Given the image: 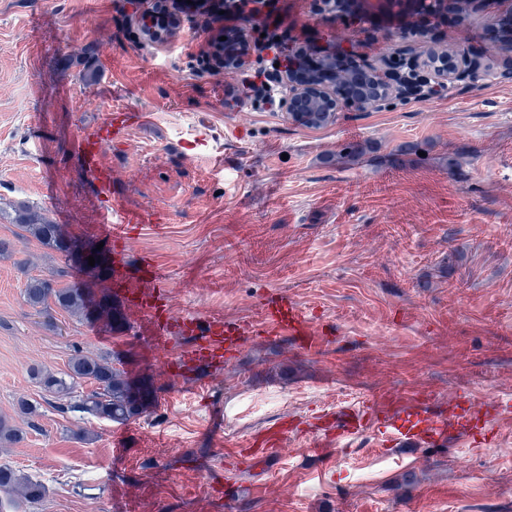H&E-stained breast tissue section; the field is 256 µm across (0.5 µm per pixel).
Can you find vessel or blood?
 <instances>
[{"mask_svg":"<svg viewBox=\"0 0 512 512\" xmlns=\"http://www.w3.org/2000/svg\"><path fill=\"white\" fill-rule=\"evenodd\" d=\"M144 118L136 104L125 102L108 108L104 120L83 129L75 140L76 153L91 177L101 202V230L112 245L113 282L119 283L123 305L139 321L143 339L161 360L167 375L182 379L200 368L223 374L224 366L256 340H289L294 351L315 357L335 342L337 326L322 320L281 290L267 291L251 315L229 317L220 312L175 314L168 279L159 261L141 253L135 272H127L124 258L129 250L133 223L123 200L113 197L115 172L106 150L127 143ZM183 338L174 348L175 338ZM512 420V395L497 399L475 394L460 386L449 392L425 385L404 390L379 387L358 404L323 409L308 420L287 415L252 434L227 452V470L239 472L284 447L289 435L313 433L314 451L326 454L332 447L349 445L369 433L377 447L391 450L415 445L421 448L452 447L463 443L472 448L497 445L500 425ZM235 485L202 480L189 485L190 494L209 499L230 497Z\"/></svg>","mask_w":512,"mask_h":512,"instance_id":"vessel-or-blood-1","label":"vessel or blood"}]
</instances>
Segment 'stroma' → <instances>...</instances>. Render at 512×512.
Returning a JSON list of instances; mask_svg holds the SVG:
<instances>
[{"label":"stroma","mask_w":512,"mask_h":512,"mask_svg":"<svg viewBox=\"0 0 512 512\" xmlns=\"http://www.w3.org/2000/svg\"><path fill=\"white\" fill-rule=\"evenodd\" d=\"M511 10L512 0H482L465 21L438 25L442 49L479 57L482 80L345 107L311 129L255 96L259 63L209 67L222 22L208 7L151 41L129 23L130 0H0V240L10 245L0 257V416L23 434L0 461L44 484L26 512H119L127 501L135 512H512L506 423L491 448L386 453L365 434L322 459L308 454L310 439H293L236 475L232 511L183 489L186 472L224 474L225 446L286 414L413 382L501 391L512 373V57L488 22ZM273 14L255 20L258 32L309 50L348 46L383 70L403 43L362 19L321 18L311 0H275ZM128 98L146 122L109 150L112 191L131 214H168L163 229L140 225L129 261L156 254L179 313L244 317L263 292L287 291L338 323L324 355L258 341L223 374L174 381L137 327L112 330L25 302L27 278L65 259L15 226V206L39 208L68 237L103 242L74 139ZM202 128L208 148H187ZM351 144L366 153L344 156ZM404 144L411 153L400 154ZM398 309L410 321L393 322ZM75 353L151 383L149 411L121 424L61 412L30 369L65 371ZM22 397L39 402L35 415L16 412ZM82 429L90 440L76 439ZM410 472L420 482L396 492ZM257 482L270 484L268 496H251Z\"/></svg>","instance_id":"obj_1"}]
</instances>
